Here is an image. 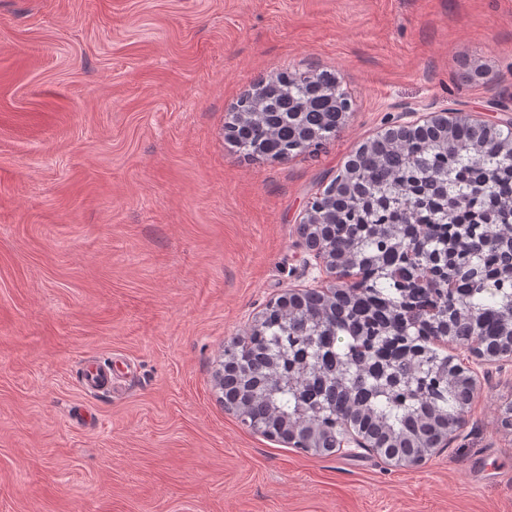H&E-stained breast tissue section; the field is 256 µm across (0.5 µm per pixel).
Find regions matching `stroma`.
<instances>
[{
	"label": "stroma",
	"mask_w": 512,
	"mask_h": 512,
	"mask_svg": "<svg viewBox=\"0 0 512 512\" xmlns=\"http://www.w3.org/2000/svg\"><path fill=\"white\" fill-rule=\"evenodd\" d=\"M324 71L335 135L238 150L256 77ZM444 111L512 125V0H0V512H512V361L474 365L463 428L413 467L268 438L217 382L267 305L335 285L310 201ZM81 386L90 393L112 391V364L101 365L96 361L85 364L81 369Z\"/></svg>",
	"instance_id": "obj_1"
}]
</instances>
